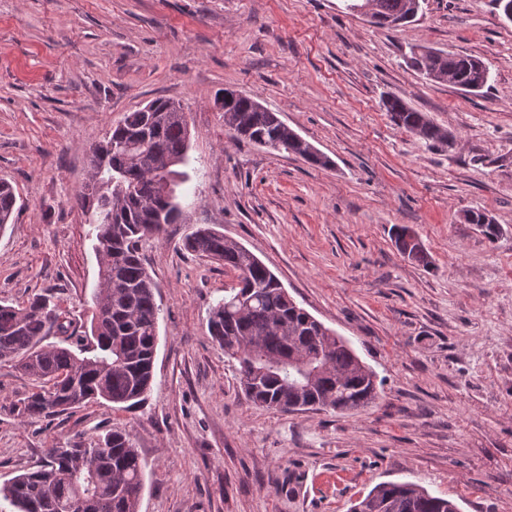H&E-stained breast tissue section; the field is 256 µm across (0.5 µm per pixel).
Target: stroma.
Segmentation results:
<instances>
[{
	"mask_svg": "<svg viewBox=\"0 0 512 512\" xmlns=\"http://www.w3.org/2000/svg\"><path fill=\"white\" fill-rule=\"evenodd\" d=\"M418 44L481 59L472 94L427 80ZM244 92L328 156L315 167L234 141L217 100ZM403 98L455 137L432 146L383 105ZM156 97L190 129L180 223L143 242L161 308L151 390L133 410L18 412L32 387L0 362V483L48 448L128 430L146 463L139 512H347L412 482L461 512H512V22L494 0H424L388 30L343 0H0V178L18 197L0 232V302L52 294L90 326L98 264L74 202L91 147ZM482 210L488 240L464 215ZM209 224L252 251L377 375L371 407L252 404L207 329L233 273L181 250ZM417 233L422 266L391 239Z\"/></svg>",
	"mask_w": 512,
	"mask_h": 512,
	"instance_id": "obj_1",
	"label": "stroma"
}]
</instances>
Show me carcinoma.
<instances>
[{
	"label": "carcinoma",
	"mask_w": 512,
	"mask_h": 512,
	"mask_svg": "<svg viewBox=\"0 0 512 512\" xmlns=\"http://www.w3.org/2000/svg\"><path fill=\"white\" fill-rule=\"evenodd\" d=\"M356 12L371 4L376 26L398 30L415 15L411 0H344ZM406 64L433 82L482 90L488 69L471 55L450 56L409 46ZM153 111L127 112L89 156V176L77 195L92 215L88 235L99 267L100 288L92 296L90 335L76 339L49 294L18 305L0 304V362H14L32 381L20 401L30 419L51 420L77 407L104 400L129 410L145 400L153 378L160 307L156 285L141 256V242L178 223V188L187 181L190 138L183 105L172 99L150 102ZM384 106L391 121L431 146L448 143V131L400 97ZM259 112L250 96L235 99L224 112L234 139L293 153L327 167L330 160L303 147L275 119ZM17 204L12 185L0 180V232ZM490 239L498 227L481 211L465 216ZM397 250L429 266L428 254L408 226L393 228ZM184 250L224 264L236 277L224 297L211 306L210 335L224 354L238 361L239 379L255 405L283 412L310 408L351 412L378 397L376 375L348 342L322 326L288 294L277 276L251 251L208 224L182 238ZM66 337L40 345L52 334ZM144 465L130 434L113 428L89 448L82 441L48 449L41 464L0 485V499L15 512H61L63 497L84 499L73 512H139ZM349 512H460L458 504L409 482H386L351 503Z\"/></svg>",
	"instance_id": "obj_1"
}]
</instances>
